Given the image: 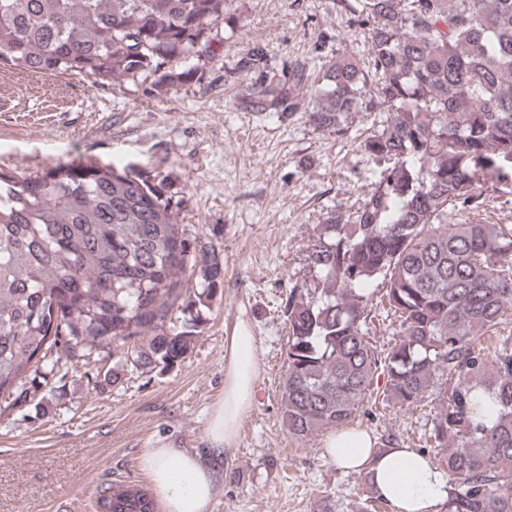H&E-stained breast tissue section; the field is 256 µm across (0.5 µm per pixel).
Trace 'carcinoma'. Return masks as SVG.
I'll return each instance as SVG.
<instances>
[{
	"instance_id": "obj_1",
	"label": "carcinoma",
	"mask_w": 512,
	"mask_h": 512,
	"mask_svg": "<svg viewBox=\"0 0 512 512\" xmlns=\"http://www.w3.org/2000/svg\"><path fill=\"white\" fill-rule=\"evenodd\" d=\"M224 2L0 0V65L100 85L156 74L168 91L189 75L174 61L212 53ZM346 6L367 27L373 71L343 53L315 81L298 67L274 82L261 47L239 60L261 108L287 112L303 95L317 129L388 112L360 142L384 164L375 191L328 217L310 278L282 302V421L304 443L348 427L381 376L383 395L402 405L434 387L428 442L446 452L448 512H512V349L491 356L476 343L512 311V225L448 223V208L483 205L485 176L512 177V0ZM223 283V255L206 234L186 236L161 184L80 162L0 170L4 409L66 363L110 358L114 384L129 366L181 364L200 334L194 307ZM381 315L398 329L380 351L369 330ZM98 494L101 512H157L136 484Z\"/></svg>"
}]
</instances>
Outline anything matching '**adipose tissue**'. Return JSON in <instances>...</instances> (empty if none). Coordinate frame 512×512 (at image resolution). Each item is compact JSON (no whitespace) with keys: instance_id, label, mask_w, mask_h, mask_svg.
Masks as SVG:
<instances>
[{"instance_id":"adipose-tissue-1","label":"adipose tissue","mask_w":512,"mask_h":512,"mask_svg":"<svg viewBox=\"0 0 512 512\" xmlns=\"http://www.w3.org/2000/svg\"><path fill=\"white\" fill-rule=\"evenodd\" d=\"M227 361L224 394L213 405L205 439L216 456L234 447L238 428L255 396L258 366L251 353L254 336L245 320H237L225 339ZM370 433L348 429L331 433L326 455L346 470L364 471L374 491L393 502L398 512H433L448 498L449 477L429 458L410 448H391L374 455ZM142 469L165 512H209L215 473L197 454L183 448L146 450Z\"/></svg>"}]
</instances>
